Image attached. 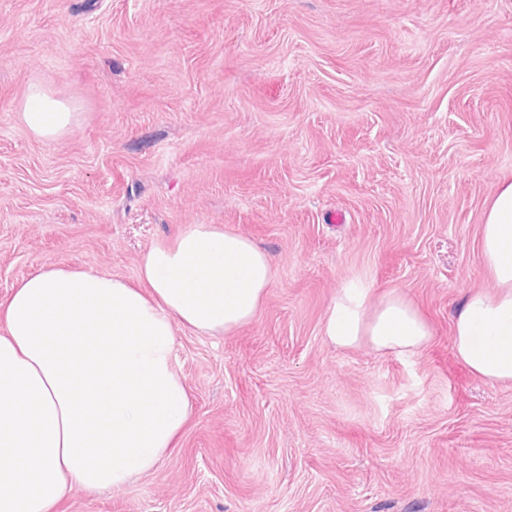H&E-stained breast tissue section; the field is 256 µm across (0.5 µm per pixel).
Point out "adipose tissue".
<instances>
[{
  "label": "adipose tissue",
  "instance_id": "ef3b65f1",
  "mask_svg": "<svg viewBox=\"0 0 512 512\" xmlns=\"http://www.w3.org/2000/svg\"><path fill=\"white\" fill-rule=\"evenodd\" d=\"M19 118L37 139L69 134L80 114L29 85ZM493 290L466 294L453 350L492 384L512 385V180L499 183L480 228ZM275 270L247 236L190 224L139 260L138 278L64 266L24 277L0 304V512H53L74 485L123 490L152 470L190 409L174 357L175 328L228 334L254 321ZM324 333L340 348L414 354L424 316L395 290L348 285Z\"/></svg>",
  "mask_w": 512,
  "mask_h": 512
}]
</instances>
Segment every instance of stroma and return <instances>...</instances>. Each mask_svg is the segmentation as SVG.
Returning <instances> with one entry per match:
<instances>
[{
	"mask_svg": "<svg viewBox=\"0 0 512 512\" xmlns=\"http://www.w3.org/2000/svg\"><path fill=\"white\" fill-rule=\"evenodd\" d=\"M33 82L81 114L55 142L17 118ZM505 178L512 0H0V303L48 265L136 279L189 224L276 271L253 322L177 328L174 448L53 512H512V386L452 347ZM352 281L428 346L329 344Z\"/></svg>",
	"mask_w": 512,
	"mask_h": 512,
	"instance_id": "1",
	"label": "stroma"
}]
</instances>
